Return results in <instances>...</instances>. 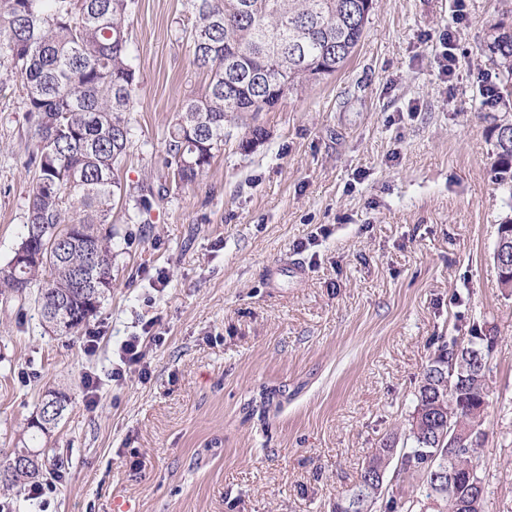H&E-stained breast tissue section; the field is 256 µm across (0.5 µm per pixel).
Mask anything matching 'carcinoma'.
Listing matches in <instances>:
<instances>
[{
  "label": "carcinoma",
  "instance_id": "obj_1",
  "mask_svg": "<svg viewBox=\"0 0 512 512\" xmlns=\"http://www.w3.org/2000/svg\"><path fill=\"white\" fill-rule=\"evenodd\" d=\"M372 0H187L185 29L192 64L209 75L205 88L185 99L165 139V171L139 187L127 223H144L152 202L173 186L196 178L229 137L224 122L267 112L320 74L339 71L362 38ZM137 0H0V68L18 76L35 142L25 162L32 174L22 239L52 247L45 261L27 269L7 263L0 296L23 304L31 289L45 331L77 336L95 318L111 288L82 295L76 281L93 248L98 274L112 279V206L131 191L117 172L132 137L126 113L138 87L129 52V27ZM491 62L501 86L491 105L512 112V23L489 29ZM494 183L512 198V129L495 125ZM69 312L45 310L58 300ZM497 336L471 326L468 340L440 338L438 354L424 369L409 419L407 448L386 439L333 512H373L383 493L390 458L419 476L418 492L392 499L390 512H485L484 480L476 453L486 439L488 358ZM475 440L448 446V418ZM28 448L14 444L3 467L8 485L38 484L39 475L12 471Z\"/></svg>",
  "mask_w": 512,
  "mask_h": 512
}]
</instances>
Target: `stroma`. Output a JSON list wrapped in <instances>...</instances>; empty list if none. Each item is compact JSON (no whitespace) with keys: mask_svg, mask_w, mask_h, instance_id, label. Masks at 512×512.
I'll return each mask as SVG.
<instances>
[{"mask_svg":"<svg viewBox=\"0 0 512 512\" xmlns=\"http://www.w3.org/2000/svg\"><path fill=\"white\" fill-rule=\"evenodd\" d=\"M373 0L333 76L261 112L141 224L114 206L112 290L77 336L0 299V450L48 392L68 401L44 461L48 508L0 486L12 512H332L382 440L403 434L440 336L493 329L477 450L485 512H512V289L494 261L512 198L498 189L487 101L489 26L512 0ZM185 0H138V90L120 177L163 168L174 113L207 82ZM450 29L456 72H441ZM0 93V268L25 230L33 131L18 77ZM298 260L294 273L289 259ZM168 287H155L158 272ZM150 331L147 379L110 378L118 342ZM100 379L98 406L82 377Z\"/></svg>","mask_w":512,"mask_h":512,"instance_id":"stroma-1","label":"stroma"}]
</instances>
